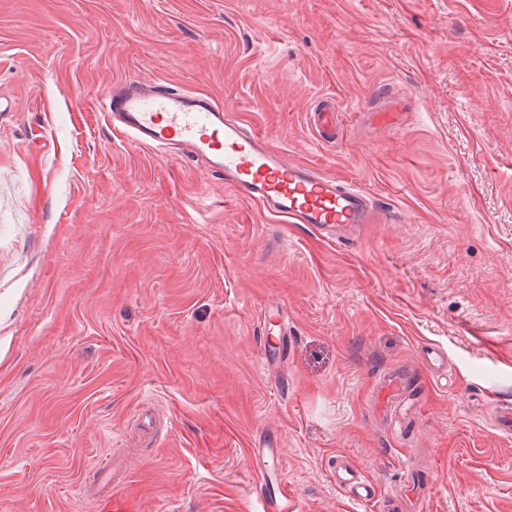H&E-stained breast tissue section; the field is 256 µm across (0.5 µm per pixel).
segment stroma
Wrapping results in <instances>:
<instances>
[{"mask_svg":"<svg viewBox=\"0 0 512 512\" xmlns=\"http://www.w3.org/2000/svg\"><path fill=\"white\" fill-rule=\"evenodd\" d=\"M127 79L210 96L381 223L279 224L133 144L99 109ZM509 402L512 0H0V512H266L269 442L295 512H379L340 455L404 512H512ZM336 103L330 98L319 100L310 109L311 127L316 135L323 140L333 139L336 127ZM332 475L336 486L350 494L368 501L376 497L374 486L365 481L360 473L345 460L336 458V467L333 468Z\"/></svg>","mask_w":512,"mask_h":512,"instance_id":"stroma-1","label":"stroma"}]
</instances>
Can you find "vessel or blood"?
<instances>
[{
  "label": "vessel or blood",
  "instance_id": "1",
  "mask_svg": "<svg viewBox=\"0 0 512 512\" xmlns=\"http://www.w3.org/2000/svg\"><path fill=\"white\" fill-rule=\"evenodd\" d=\"M105 110L114 128L134 143L203 161L223 176L225 188L239 199L258 205L284 223L333 231L359 228L379 219L369 192L291 160L207 95L171 84L130 80L112 87ZM336 112V103L329 98L311 108V127L321 139L334 137ZM253 457L267 505L273 512H291L288 493L274 476L278 448L254 449ZM333 478L339 488L356 497L370 501L376 496L374 486L345 460H337Z\"/></svg>",
  "mask_w": 512,
  "mask_h": 512
}]
</instances>
